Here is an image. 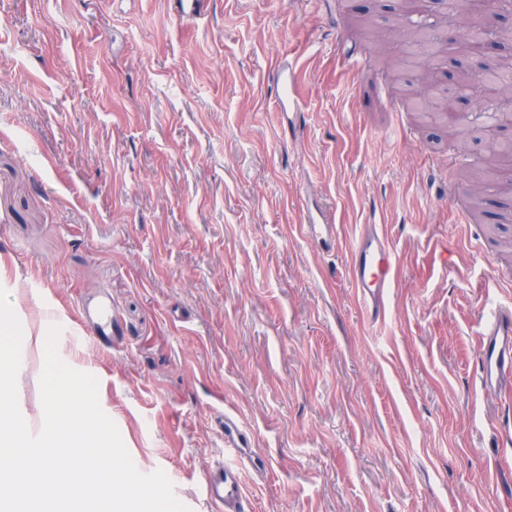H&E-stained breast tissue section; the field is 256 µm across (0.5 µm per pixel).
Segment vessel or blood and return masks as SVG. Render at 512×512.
Instances as JSON below:
<instances>
[{
  "instance_id": "b4317fda",
  "label": "vessel or blood",
  "mask_w": 512,
  "mask_h": 512,
  "mask_svg": "<svg viewBox=\"0 0 512 512\" xmlns=\"http://www.w3.org/2000/svg\"><path fill=\"white\" fill-rule=\"evenodd\" d=\"M303 234L315 246L324 248L336 236V227L307 215ZM352 281L371 317L381 315L384 288L393 278L395 265L390 246L376 226H368L357 238L351 252ZM478 380L490 395L512 393V307L499 309L485 320L480 331ZM243 463H219L206 480V497L215 512H241L246 499L242 491Z\"/></svg>"
}]
</instances>
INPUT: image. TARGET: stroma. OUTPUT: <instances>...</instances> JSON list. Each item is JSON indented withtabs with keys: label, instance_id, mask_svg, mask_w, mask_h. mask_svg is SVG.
I'll return each instance as SVG.
<instances>
[{
	"label": "stroma",
	"instance_id": "1",
	"mask_svg": "<svg viewBox=\"0 0 512 512\" xmlns=\"http://www.w3.org/2000/svg\"><path fill=\"white\" fill-rule=\"evenodd\" d=\"M368 17L401 63L353 74L336 35ZM457 36L445 0H0V305L60 323L58 353L98 381L137 469L163 470L190 512L231 416L265 468L244 512H512V397L477 378L480 327L512 304V193L480 223L448 208L458 172L512 127L476 119L475 55L451 52L417 112L408 21ZM297 74L281 111L273 73ZM477 128L452 145L451 123ZM335 225L322 250L299 226ZM396 259L380 319L347 267L363 225ZM112 305L110 342L84 302ZM41 361L23 350L20 412L39 432Z\"/></svg>",
	"mask_w": 512,
	"mask_h": 512
}]
</instances>
